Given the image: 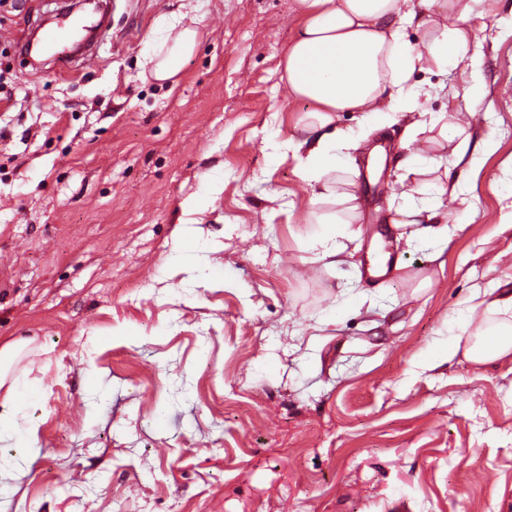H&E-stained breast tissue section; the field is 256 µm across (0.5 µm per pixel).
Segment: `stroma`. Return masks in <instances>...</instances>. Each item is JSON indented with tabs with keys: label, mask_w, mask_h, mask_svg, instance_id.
I'll use <instances>...</instances> for the list:
<instances>
[{
	"label": "stroma",
	"mask_w": 512,
	"mask_h": 512,
	"mask_svg": "<svg viewBox=\"0 0 512 512\" xmlns=\"http://www.w3.org/2000/svg\"><path fill=\"white\" fill-rule=\"evenodd\" d=\"M59 7L0 0V343L32 339L16 373L41 395L0 439V512H512V355L425 364L472 340L476 289L512 292V0L470 19L481 104L460 63L414 72L384 129L339 114L351 226L283 147L307 108L279 68L292 0H112L65 76L15 38ZM179 14L200 41L160 84L144 61ZM421 112L496 144L445 245L389 224L421 179L395 155L440 153L402 144ZM334 215L331 267L309 241ZM388 231L403 269L367 280Z\"/></svg>",
	"instance_id": "1"
}]
</instances>
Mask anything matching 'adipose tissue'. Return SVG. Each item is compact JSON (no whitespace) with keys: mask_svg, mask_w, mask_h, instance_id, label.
I'll return each instance as SVG.
<instances>
[{"mask_svg":"<svg viewBox=\"0 0 512 512\" xmlns=\"http://www.w3.org/2000/svg\"><path fill=\"white\" fill-rule=\"evenodd\" d=\"M479 0H294L293 12L298 19L281 65L289 94L308 104L298 124L303 137L292 143L304 180L318 181L335 170L336 136L332 128L341 112L361 113L363 120L378 123L383 106L389 100L409 97L406 86L415 71L428 65L444 67L448 63L468 61L470 74L467 94L478 100L483 96L481 62L468 59L471 35L467 27ZM197 18L182 22L172 18L168 29L174 30L169 55L159 58L152 77L160 82L173 80L182 57L197 46ZM417 23L427 28L429 41L416 47L403 36L405 26ZM414 131L439 130L452 142V155L467 159L477 167L482 154L492 150V139L472 143L471 135L460 125L448 122L444 113L413 123ZM403 224H427V232L440 242H447L456 227L448 213L414 202L400 210ZM512 310V295L470 305L465 318L475 328L474 339L461 347L451 339L430 358L431 366L451 362L457 353L477 364H491L512 354V323L487 329L490 315ZM30 346L17 340L0 346V434L17 424L19 417L38 401L36 387L19 383L10 374L15 359Z\"/></svg>","mask_w":512,"mask_h":512,"instance_id":"ef3b65f1","label":"adipose tissue"}]
</instances>
